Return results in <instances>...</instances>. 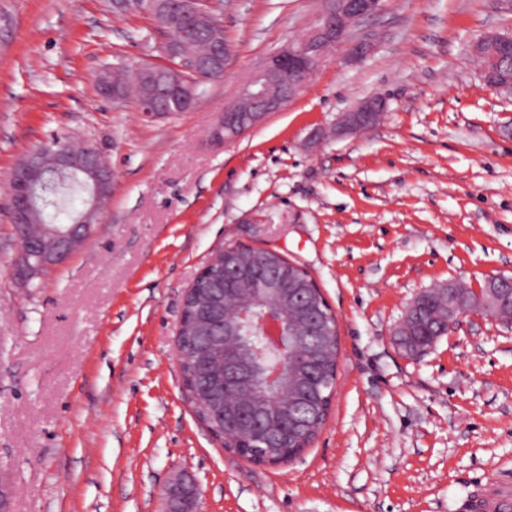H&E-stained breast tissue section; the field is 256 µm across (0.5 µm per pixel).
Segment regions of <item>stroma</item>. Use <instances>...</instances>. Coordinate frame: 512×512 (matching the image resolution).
Returning a JSON list of instances; mask_svg holds the SVG:
<instances>
[{
	"label": "stroma",
	"mask_w": 512,
	"mask_h": 512,
	"mask_svg": "<svg viewBox=\"0 0 512 512\" xmlns=\"http://www.w3.org/2000/svg\"><path fill=\"white\" fill-rule=\"evenodd\" d=\"M234 58L187 111L148 117L97 91L113 63L169 65L165 35L112 0H0V468L11 512H165L196 481L204 512H469L512 477V324L463 315L410 357L394 332L448 282L512 277V96L474 42L512 33V0H384L280 112L212 130L249 73L318 21L325 0H209ZM375 127L336 137L355 102ZM58 137L93 144L115 188L93 235L34 285L18 278L8 180ZM229 246L305 269L336 314V391L296 459L225 453L181 389L184 293ZM386 107V100L380 96L361 101L342 113L336 122V135L345 136L376 126L382 114L386 111ZM363 123L368 125H363Z\"/></svg>",
	"instance_id": "1"
}]
</instances>
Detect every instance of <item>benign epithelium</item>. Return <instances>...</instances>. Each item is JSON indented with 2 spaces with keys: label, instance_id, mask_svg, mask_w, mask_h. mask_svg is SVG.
I'll return each instance as SVG.
<instances>
[{
  "label": "benign epithelium",
  "instance_id": "1",
  "mask_svg": "<svg viewBox=\"0 0 512 512\" xmlns=\"http://www.w3.org/2000/svg\"><path fill=\"white\" fill-rule=\"evenodd\" d=\"M202 0H137L136 9L142 13L158 15L163 12L174 15L178 12L185 18L180 39H191L197 26ZM383 10V0H328V4L317 25L297 41L289 43L280 51L266 57L252 71L239 88L238 99L251 105L247 112L234 104L224 106L213 137L221 142H230L281 110L285 99L296 96L328 57L346 50L354 58L365 56L371 48L365 38L352 39L351 32L364 20L378 15ZM474 52L487 56L493 62L505 66L481 67L484 84L495 92H512V36L492 33L479 39ZM217 53L224 56V63L211 59H183L179 65L158 73L153 79L164 84L169 92L184 85L188 104L196 99V84L215 82L224 78L233 56L231 44L219 47ZM99 93L115 101L125 100L124 89L112 82V73H107L97 82ZM386 100L380 96L367 98L346 111L336 122V135L345 136L377 125L386 111ZM76 176L87 192L86 207L73 222L63 228L47 227L48 240L34 242L27 234V225L43 223L41 212L46 196L57 184ZM11 186L18 191L12 197L13 224L20 245L21 255L18 271L26 281L42 276L45 272L63 264L93 234L94 225L112 197L114 176L112 169L88 145L74 150L66 143L53 138L28 151L11 174ZM250 315L241 311L234 324H224V337L208 336L205 346L220 339L236 341L247 328ZM288 313L273 309L261 316L254 326L255 334L262 337L263 345L251 349L253 356L264 362L263 380L271 386H281L288 378V365L296 363L303 354L302 345L288 340ZM233 414L224 418V432L212 434L220 441L226 453L236 457L241 441L238 425L247 424L255 431L266 433L269 428V411L259 407L250 395L242 396L232 406ZM168 509L166 512H203L199 503L198 488L178 481L162 490Z\"/></svg>",
  "mask_w": 512,
  "mask_h": 512
}]
</instances>
